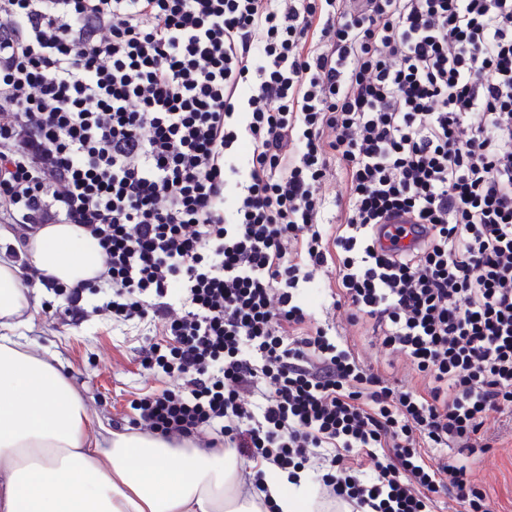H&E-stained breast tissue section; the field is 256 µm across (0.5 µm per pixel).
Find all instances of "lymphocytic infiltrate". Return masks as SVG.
<instances>
[{
    "label": "lymphocytic infiltrate",
    "instance_id": "1",
    "mask_svg": "<svg viewBox=\"0 0 512 512\" xmlns=\"http://www.w3.org/2000/svg\"><path fill=\"white\" fill-rule=\"evenodd\" d=\"M333 161L349 215L330 227ZM402 215L417 245L384 247ZM0 217L98 239L99 303L55 288L73 317L161 326L145 359L179 384L142 395L131 429L296 473L333 449L319 484L355 512L450 490L483 512L479 433L512 410V0H0ZM310 265L425 390L309 328ZM426 448L457 457L438 470ZM322 195L325 197V203L318 214V222L320 224L335 225L340 224L342 212L347 206L346 186L344 182V174L336 162H332V166L327 173L325 182L322 185ZM341 206L336 202L337 197L341 198ZM339 204V205H338Z\"/></svg>",
    "mask_w": 512,
    "mask_h": 512
}]
</instances>
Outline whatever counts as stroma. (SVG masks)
<instances>
[{
	"mask_svg": "<svg viewBox=\"0 0 512 512\" xmlns=\"http://www.w3.org/2000/svg\"><path fill=\"white\" fill-rule=\"evenodd\" d=\"M335 288L334 273L320 269L311 283L299 289L298 297L313 325L343 326L360 361L368 367L384 368L387 354L371 322L347 325L344 312L332 306ZM60 303L50 290L31 291V325L25 331L31 349L75 382L93 422L127 431L132 401L173 384L160 370L146 369L141 361V346L158 339V329L146 322L120 323L96 316L73 323L61 312ZM485 428L491 448L474 480L485 493L490 512H512V417L491 414Z\"/></svg>",
	"mask_w": 512,
	"mask_h": 512,
	"instance_id": "1",
	"label": "stroma"
}]
</instances>
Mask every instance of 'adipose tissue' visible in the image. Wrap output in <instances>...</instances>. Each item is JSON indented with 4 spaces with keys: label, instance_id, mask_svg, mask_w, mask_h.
I'll list each match as a JSON object with an SVG mask.
<instances>
[{
    "label": "adipose tissue",
    "instance_id": "ef3b65f1",
    "mask_svg": "<svg viewBox=\"0 0 512 512\" xmlns=\"http://www.w3.org/2000/svg\"><path fill=\"white\" fill-rule=\"evenodd\" d=\"M97 239L48 224L27 242L28 261L74 285L103 267ZM20 263L0 259V512H311L305 483L264 471L267 497L242 493L231 450L206 451L140 433L90 429L75 383L19 335L29 302Z\"/></svg>",
    "mask_w": 512,
    "mask_h": 512
}]
</instances>
